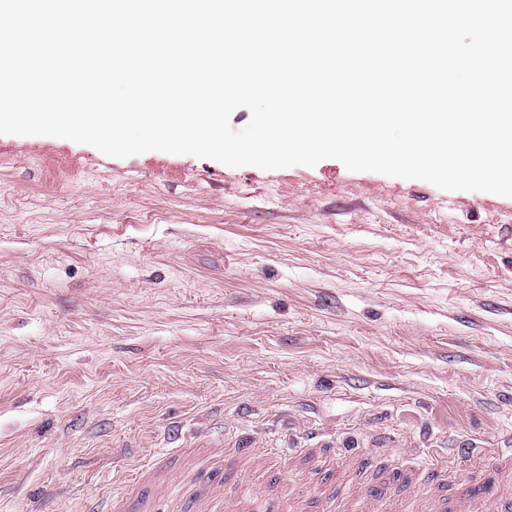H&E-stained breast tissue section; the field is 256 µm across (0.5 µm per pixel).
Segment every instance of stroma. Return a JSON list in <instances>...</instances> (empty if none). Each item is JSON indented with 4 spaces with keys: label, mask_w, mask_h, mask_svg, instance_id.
<instances>
[{
    "label": "stroma",
    "mask_w": 512,
    "mask_h": 512,
    "mask_svg": "<svg viewBox=\"0 0 512 512\" xmlns=\"http://www.w3.org/2000/svg\"><path fill=\"white\" fill-rule=\"evenodd\" d=\"M208 416L286 472L314 428L401 467L504 447L512 197L0 134V512H172L164 471L224 458L163 431Z\"/></svg>",
    "instance_id": "35a3bbf8"
}]
</instances>
